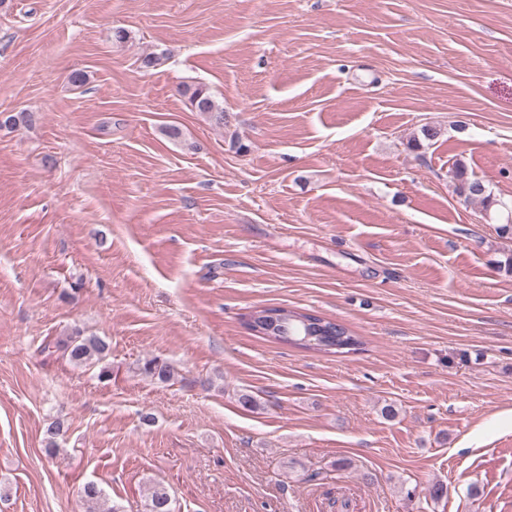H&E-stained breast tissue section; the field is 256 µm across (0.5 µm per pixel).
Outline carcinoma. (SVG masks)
<instances>
[{"label": "carcinoma", "instance_id": "1", "mask_svg": "<svg viewBox=\"0 0 512 512\" xmlns=\"http://www.w3.org/2000/svg\"><path fill=\"white\" fill-rule=\"evenodd\" d=\"M182 94L187 98L191 111L206 115L216 125L224 124V106L215 100L207 88L200 85H185L182 88ZM37 119L35 112L6 113L0 117V130L15 131L20 127L30 128ZM453 174L460 181L459 193L466 199L477 200L487 207L494 203L491 191L482 180L466 177L463 164H456ZM296 314L308 321V324L301 325L303 335L320 337V342L313 348L315 352L335 355L339 352L347 353L362 345L360 337L345 325L333 319L288 307H266L259 311V317L245 322V325L256 335L285 345L289 340L284 335V330L290 325L297 326V323L291 320V317ZM54 348L70 362L78 365L100 363L106 359L110 350L109 344L102 338L83 336L79 333L56 340ZM141 370L144 374L160 381H168L172 377L170 366L157 358L145 361ZM147 512H174L171 497L165 489L153 490Z\"/></svg>", "mask_w": 512, "mask_h": 512}]
</instances>
